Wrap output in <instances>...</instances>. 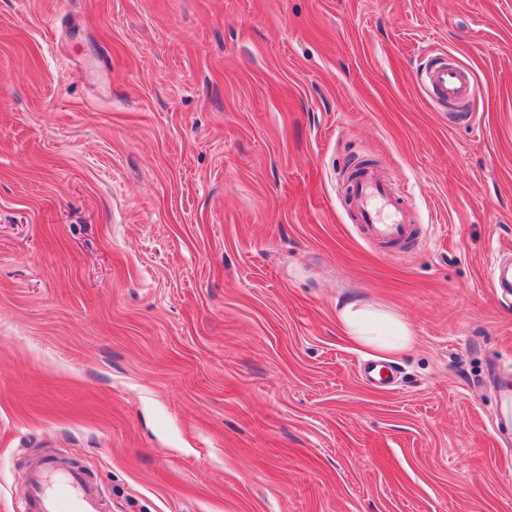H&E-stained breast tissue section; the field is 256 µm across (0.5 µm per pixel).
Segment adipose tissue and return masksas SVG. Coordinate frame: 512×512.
I'll list each match as a JSON object with an SVG mask.
<instances>
[{
  "label": "adipose tissue",
  "mask_w": 512,
  "mask_h": 512,
  "mask_svg": "<svg viewBox=\"0 0 512 512\" xmlns=\"http://www.w3.org/2000/svg\"><path fill=\"white\" fill-rule=\"evenodd\" d=\"M341 332L380 359L400 354L412 347L415 336L409 323L399 314L384 308L345 302L337 311Z\"/></svg>",
  "instance_id": "adipose-tissue-1"
}]
</instances>
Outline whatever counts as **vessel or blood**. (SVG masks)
Returning <instances> with one entry per match:
<instances>
[{"label": "vessel or blood", "mask_w": 512, "mask_h": 512, "mask_svg": "<svg viewBox=\"0 0 512 512\" xmlns=\"http://www.w3.org/2000/svg\"><path fill=\"white\" fill-rule=\"evenodd\" d=\"M420 79L445 104H466L474 90L468 72L444 58L421 72ZM351 202L371 238L404 244L414 237L405 209L374 171L355 176ZM103 506L98 486L83 471L54 456L32 463L22 512H103Z\"/></svg>", "instance_id": "1"}]
</instances>
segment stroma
<instances>
[{"mask_svg": "<svg viewBox=\"0 0 512 512\" xmlns=\"http://www.w3.org/2000/svg\"><path fill=\"white\" fill-rule=\"evenodd\" d=\"M511 254L512 0H0V512L43 455L106 512H512ZM348 300L412 326L392 388ZM420 80L429 86L439 102L445 104L464 105L469 102L474 90L468 72L446 58L422 71ZM351 202L371 238L406 244L414 237L415 229L407 224L405 209L374 170L359 171L354 177Z\"/></svg>", "mask_w": 512, "mask_h": 512, "instance_id": "35a3bbf8", "label": "stroma"}]
</instances>
